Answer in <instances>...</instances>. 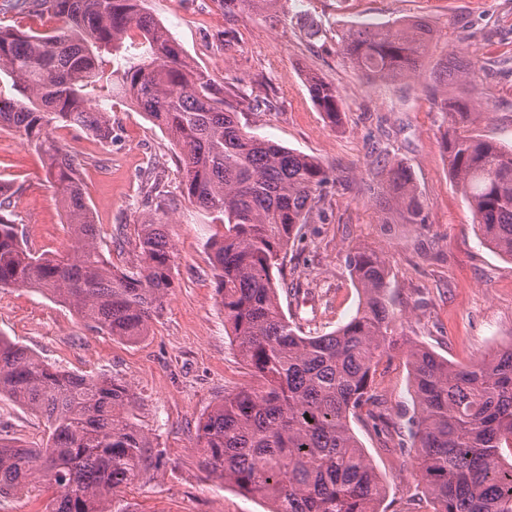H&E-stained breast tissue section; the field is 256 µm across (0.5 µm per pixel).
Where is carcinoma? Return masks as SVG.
Here are the masks:
<instances>
[{"instance_id":"1","label":"carcinoma","mask_w":512,"mask_h":512,"mask_svg":"<svg viewBox=\"0 0 512 512\" xmlns=\"http://www.w3.org/2000/svg\"><path fill=\"white\" fill-rule=\"evenodd\" d=\"M67 20L64 31L33 35L0 26V74L21 98L0 97V129L41 156L71 232L68 248L36 254L24 246L0 193V288H35L74 309L94 329L135 341L148 333L173 288L168 221L149 214L138 233L140 262L116 270L98 248L97 224L78 165L59 128L112 141V96L120 95L180 150L183 198L215 215L222 232L208 242L224 323L256 383L224 396L195 430L207 474L271 503L270 512H382L387 489L350 424L366 405L382 357L399 344L390 308L387 261L352 251L350 274L361 293L356 315L336 330L304 336L288 320L279 290L288 245L336 181L317 158L245 130L224 90L194 67L144 0H11ZM140 33L144 50L124 44ZM431 31L362 25L340 38V52L363 76L393 79L420 70ZM114 56L108 64L103 53ZM474 71L447 59L446 82ZM310 97L333 126L340 95L318 76ZM444 96L443 135L450 177L468 201L482 243L512 259V149L477 133L480 102ZM376 177L411 224L422 204L411 171ZM417 467L432 512H512V345L473 365H453L417 345L408 349ZM40 413L47 439L24 445L0 437V496L50 495L49 512H112V496L161 464L130 413V387L110 376L59 369L0 336V395Z\"/></svg>"}]
</instances>
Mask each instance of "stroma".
<instances>
[{
  "label": "stroma",
  "instance_id": "obj_1",
  "mask_svg": "<svg viewBox=\"0 0 512 512\" xmlns=\"http://www.w3.org/2000/svg\"><path fill=\"white\" fill-rule=\"evenodd\" d=\"M187 59L224 90L246 94L247 131L319 159L336 176L314 207L304 237L288 249L287 292L280 301L304 334L335 330L355 316L360 294L346 265L361 248L384 256L390 271L396 335L464 365L512 345V259L481 241L465 197L448 174L434 105L432 69L447 57L475 61L487 97L478 131L512 147V0H278V20L224 0H145ZM422 20L433 39L416 75L369 80L339 51L341 34L363 24ZM0 24L31 33L65 29L63 17L6 8ZM320 31L307 35L309 27ZM320 75L341 97L343 123L329 126L314 107L308 79ZM112 140L59 129L81 165L98 244L114 266L135 265V241L147 194L159 184L176 254L174 286L147 336L126 341L97 332L70 307L30 288L0 290V336L59 368L107 374L135 394L136 423L150 434L163 463L140 474L114 498L122 512H268L266 502L208 477L198 465L195 427L224 395L253 381L242 362L215 290L207 241L212 215L179 193L178 151L167 135L123 98L112 100ZM410 168L424 221L408 223L383 197L382 163ZM0 184L14 189L12 211L23 242L35 252L66 248L70 233L39 155L15 133L0 131ZM374 390L386 417L375 428L366 413L352 428L388 495L384 512H431L419 477L403 463L411 443V386L404 349L378 368ZM44 419L0 396V434L38 443Z\"/></svg>",
  "mask_w": 512,
  "mask_h": 512
}]
</instances>
